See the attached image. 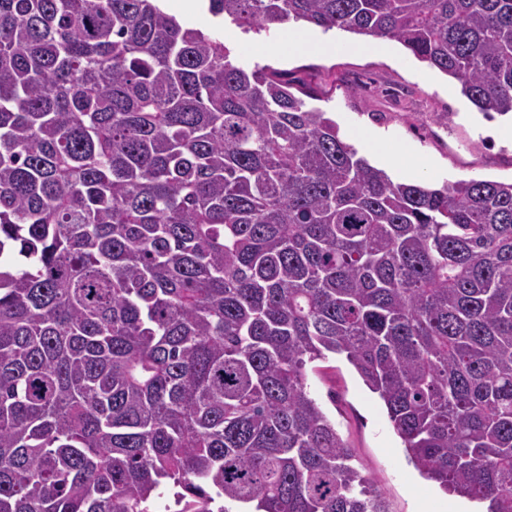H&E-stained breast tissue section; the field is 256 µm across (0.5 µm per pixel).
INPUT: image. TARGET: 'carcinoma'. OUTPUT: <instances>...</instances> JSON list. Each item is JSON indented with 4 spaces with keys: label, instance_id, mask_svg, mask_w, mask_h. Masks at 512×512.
<instances>
[{
    "label": "carcinoma",
    "instance_id": "obj_1",
    "mask_svg": "<svg viewBox=\"0 0 512 512\" xmlns=\"http://www.w3.org/2000/svg\"><path fill=\"white\" fill-rule=\"evenodd\" d=\"M400 43L512 114V0H208ZM158 0H0V512H391L306 390L512 512V182H395Z\"/></svg>",
    "mask_w": 512,
    "mask_h": 512
}]
</instances>
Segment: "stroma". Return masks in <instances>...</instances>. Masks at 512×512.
<instances>
[{"label": "stroma", "instance_id": "1", "mask_svg": "<svg viewBox=\"0 0 512 512\" xmlns=\"http://www.w3.org/2000/svg\"><path fill=\"white\" fill-rule=\"evenodd\" d=\"M178 19L219 36L233 62L246 70L268 64L312 75L317 82L335 81L332 95L316 100V107L329 113L344 139L371 165L381 166L387 154H395L397 163L386 167L393 180L436 187L470 178L512 181V118L485 117L461 95L457 80L418 61L396 41H385L379 54L354 53L349 46L357 35L326 33L299 22L295 28L305 39L329 49L290 52L281 46L282 28L244 31L212 16L207 0H199L196 11ZM306 384L391 512H448L455 502L465 512H475L476 503L444 491L415 468L382 400L345 356L307 365Z\"/></svg>", "mask_w": 512, "mask_h": 512}]
</instances>
